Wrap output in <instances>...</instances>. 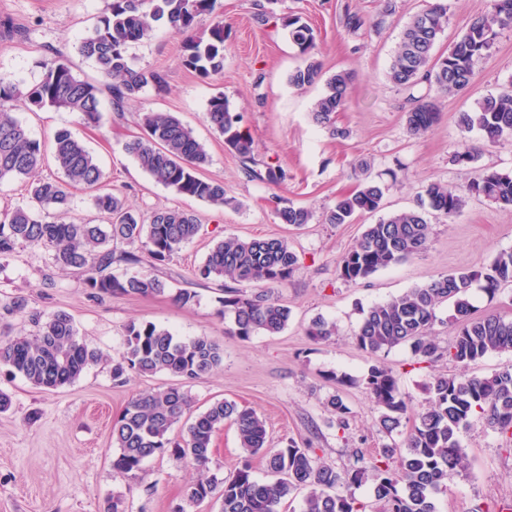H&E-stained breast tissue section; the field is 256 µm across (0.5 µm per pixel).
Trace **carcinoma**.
Wrapping results in <instances>:
<instances>
[{
  "mask_svg": "<svg viewBox=\"0 0 512 512\" xmlns=\"http://www.w3.org/2000/svg\"><path fill=\"white\" fill-rule=\"evenodd\" d=\"M203 15L213 17L209 37H189L183 62L208 78L224 70V20L218 0H112L110 14L81 41L79 53L96 64L120 112L144 88L163 84L158 72L132 67L127 55L130 45L146 38L155 22L190 33ZM446 23L445 9L430 0L406 24L392 60L391 81L409 91L406 123L412 135L429 132L440 116L428 95L417 96L414 91L423 85L450 96L468 90L475 62L490 53L500 31L512 28V0H492L491 10L474 17L448 52L438 55L435 47ZM282 26L306 56L303 65L289 74L288 82L298 88L324 82L325 91L313 104L312 118L331 127L346 103L354 73L342 70L324 76L322 64L311 56L313 29L293 16L282 18ZM43 69L41 79L26 90L1 76L0 102H18L27 109L54 107L77 114L86 125L100 123L102 85L78 78L63 59L45 63ZM207 119L249 175L270 183L285 180L284 170L277 165L269 164L263 171L251 167L254 140L240 128V117L230 111L224 94L209 100ZM141 124L145 134L127 142L125 152L156 183L217 208L231 204L223 183L200 176L209 154L190 127L168 112H145ZM459 125L468 131L478 129L487 143L512 133V88L479 99L460 113ZM44 152V145L12 113L0 110V180L30 177ZM52 159L60 176L28 182L27 201L0 213V264L21 248H42L47 253L46 266L71 270L91 300L105 295L150 298L167 293L182 305L194 299L186 289L170 288L151 269L200 235L202 225L195 214L165 208L153 212L149 221L141 220L123 199L103 190L100 166L67 128L54 135ZM77 187L97 190L94 202L108 223L91 224L72 213L71 189ZM385 190L380 182H363L337 200L326 215L327 223L347 224L356 214L379 211ZM470 196L512 207V173L482 169L463 193L440 182L427 184L418 208L365 225L355 246L337 262L338 277L351 283L365 281L422 252L431 230L427 215L454 217ZM276 215L280 223L295 228L312 219L310 210L292 205L279 208ZM115 264L141 271L118 277L112 273ZM297 264L298 257L284 238L231 237L210 249L194 276L221 283L222 316L230 321L229 332L248 340L258 332L278 334L288 325L290 309L274 295V288L288 283ZM509 287L512 250H502L486 269L441 275L369 307L354 331L355 342L374 356L404 345L420 364L446 356L462 367L492 352H512V320L495 314L475 319L469 302L473 288L492 300ZM448 302L453 305L457 331L443 351L432 330L439 320L438 309ZM21 314L27 315L35 331L0 340V368L9 375L37 388L56 390L73 384L89 366L108 361L107 355L79 336L67 312L30 310L21 296L0 305V320ZM335 332V324L321 317L306 329L315 340H325ZM222 363L223 351L207 336L182 338L152 322H131L125 327L121 360L112 365V379L117 383L125 382L129 372L167 373L175 378L173 383L131 398L112 422V444L119 449L112 458L115 471L136 478L146 459L164 454L188 459L196 467L199 476L186 484L182 502L172 512H185L186 503L214 498L221 501V512H280L281 505L301 491V512H364L352 488L367 478L373 481L380 512H435L432 497L447 487L448 473L467 466L460 432L473 415H481L512 443L511 361L489 376H434L427 387L429 407L417 415L405 449L386 446L379 454L367 456L355 448L342 468L321 460L312 448L293 438L282 440L277 448L269 447L265 420L235 401L218 400L193 413L189 386ZM336 382L363 386L380 410L383 432L389 435L401 426L408 404L391 370L374 364L359 379L343 376ZM327 409L336 427L346 430L350 409L342 397L331 395ZM186 418L189 423L184 433L171 438V430ZM226 423L236 428L242 456L232 476L219 479L209 474V463L213 437ZM258 456L265 460L273 480L255 478L253 460Z\"/></svg>",
  "mask_w": 512,
  "mask_h": 512,
  "instance_id": "obj_1",
  "label": "carcinoma"
}]
</instances>
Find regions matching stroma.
<instances>
[{
	"label": "stroma",
	"instance_id": "obj_1",
	"mask_svg": "<svg viewBox=\"0 0 512 512\" xmlns=\"http://www.w3.org/2000/svg\"><path fill=\"white\" fill-rule=\"evenodd\" d=\"M260 2L220 0L226 36L220 74L203 79L187 69L184 35L160 21L128 53L134 68L163 75V89L146 87L119 112L110 93H103L102 119L96 126L50 107L16 112L31 136L45 145L57 129L69 128L98 161L104 187L139 212L179 207L198 216L202 235L157 268L171 288L195 291L194 301L181 305L167 294L92 301L71 272L46 270L43 250L28 248L0 265V302L23 296L31 308L42 312H68L80 336L111 360L119 358L125 327L133 321H149L185 338L210 337L223 350L224 361L192 385L195 410L221 399L236 401L264 416L271 446L286 437L308 442L317 456L341 466L353 448L369 454L387 444L403 446L413 417L428 405L426 386L433 373L460 371L447 359L431 367L415 363L403 347L377 357L362 351L353 338L362 309L431 278L490 265L500 250L512 249V208L472 197L456 217L429 215L431 234L423 252L359 283L339 279L336 262L379 215L359 216L348 224L325 223L324 215L359 181L385 178L390 170L397 179L385 193L386 215L416 208L427 183L461 190L476 170L512 172V135L488 144L478 130L467 131L457 123L459 112L512 85V29L502 30L490 55L476 63L466 93L437 96L440 119L434 128L413 136L406 127L408 93L390 80L389 68L404 26L425 7V0H273L264 10ZM388 2L393 12L381 28H346V11L372 18ZM445 3L448 21L437 45L441 52L473 16L491 8V0ZM110 4L111 0H0V23L14 29L9 36L0 32V74L25 88L39 81L42 62L60 55L77 77L101 81L96 65L79 55L78 46ZM290 14L301 16L313 28V55L325 74H355L334 128L319 126L311 117L323 84L298 89L288 82L290 72L302 62L282 26L283 17ZM220 93L252 135L258 165L281 166L285 181L270 184L249 177L225 148L223 136L206 117L209 99ZM147 111L175 113L193 129L211 156L201 174L223 182L231 205L217 209L176 195L126 154V142L143 133L137 115ZM471 146L478 150L477 161L468 166L454 163V154ZM286 204L310 209V224L297 230L280 223L276 210ZM227 237H284L296 252L298 268L280 290L291 310L283 332L260 333L245 341L227 333L219 315L218 284L195 280L194 269L216 242ZM319 317L336 325L329 340L306 334L310 322ZM375 363L396 374L409 400L407 420L389 435L380 431L379 411L356 383ZM341 375L351 377V384L338 385ZM169 380L166 374L132 373L117 385L110 363H102L89 367L72 385L45 391L1 372L0 390L11 396L12 408L0 413V512H103L115 496L122 499L124 512H171L183 487L196 477L194 466L168 455L156 456L145 461L144 477L131 478L113 470L117 450L111 440L112 422L128 400ZM335 393L351 409L349 427L342 432L328 423L326 403ZM460 440L468 467L449 473L446 489L434 497L436 512H473L479 506L512 502V446L479 416L471 418Z\"/></svg>",
	"mask_w": 512,
	"mask_h": 512
}]
</instances>
